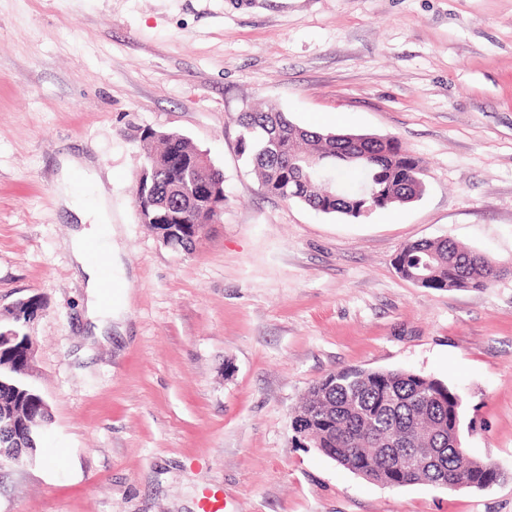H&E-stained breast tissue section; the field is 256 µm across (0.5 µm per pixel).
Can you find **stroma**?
I'll list each match as a JSON object with an SVG mask.
<instances>
[{
	"mask_svg": "<svg viewBox=\"0 0 512 512\" xmlns=\"http://www.w3.org/2000/svg\"><path fill=\"white\" fill-rule=\"evenodd\" d=\"M397 138L425 192L362 220L266 194L236 118ZM224 174L193 251L133 208L144 129ZM91 160L118 260L112 331L90 341L63 246L59 159ZM450 238L503 272L484 290L397 273ZM39 298L26 379L41 458L0 467V512H512V0H0V310ZM407 369L462 398L460 437L508 479L390 488L295 436L308 387Z\"/></svg>",
	"mask_w": 512,
	"mask_h": 512,
	"instance_id": "35a3bbf8",
	"label": "stroma"
}]
</instances>
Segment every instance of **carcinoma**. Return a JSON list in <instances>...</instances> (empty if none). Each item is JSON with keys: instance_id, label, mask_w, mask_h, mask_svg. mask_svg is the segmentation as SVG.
Wrapping results in <instances>:
<instances>
[{"instance_id": "cac0c4a2", "label": "carcinoma", "mask_w": 512, "mask_h": 512, "mask_svg": "<svg viewBox=\"0 0 512 512\" xmlns=\"http://www.w3.org/2000/svg\"><path fill=\"white\" fill-rule=\"evenodd\" d=\"M237 126L240 153L253 166L261 188L285 201L360 220L423 195L420 161L394 137L382 141L367 134L309 131L273 107L239 113ZM155 140L160 150L147 151L146 159L154 164L150 182L157 196L154 205L142 207L138 219L154 231L160 222L171 221L163 244L189 253L200 237L196 224L215 221L219 211L189 192L168 167L172 158L200 150L177 132L143 134L145 144ZM196 180L210 186L214 200H225L222 174L203 167ZM395 266L410 281L426 275L420 286L436 290L485 289L501 273L485 255L448 238L405 243ZM18 332L0 342V406H20L23 414H35L41 412V395L20 378L29 365L30 342L24 328ZM461 417V397L439 379L404 369L350 367L326 374L309 388L291 428L305 433L315 447L331 450L345 468L369 469V480L378 484L394 477L406 485L499 482L500 471L453 451ZM40 433L37 426L27 434L20 424L0 419V448H36ZM378 448H434L436 459L393 472Z\"/></svg>"}]
</instances>
